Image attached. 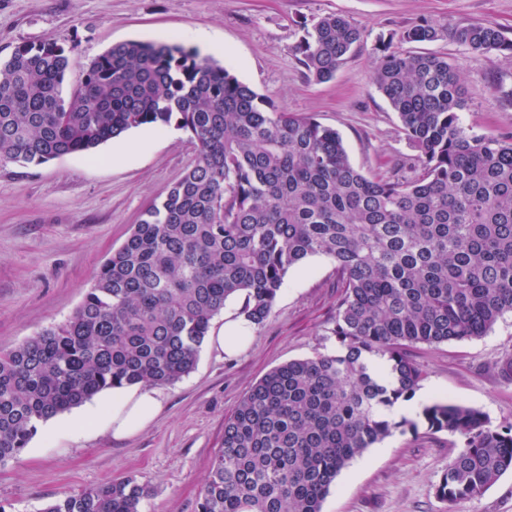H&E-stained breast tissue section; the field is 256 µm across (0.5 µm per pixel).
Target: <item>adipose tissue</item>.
<instances>
[{"mask_svg": "<svg viewBox=\"0 0 512 512\" xmlns=\"http://www.w3.org/2000/svg\"><path fill=\"white\" fill-rule=\"evenodd\" d=\"M160 408L157 392L145 385L118 388L112 392V407L105 410L93 408L70 425L72 432L84 434L103 428L114 438L131 436L144 429Z\"/></svg>", "mask_w": 512, "mask_h": 512, "instance_id": "obj_1", "label": "adipose tissue"}]
</instances>
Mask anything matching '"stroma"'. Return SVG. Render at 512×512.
<instances>
[{
	"label": "stroma",
	"instance_id": "obj_1",
	"mask_svg": "<svg viewBox=\"0 0 512 512\" xmlns=\"http://www.w3.org/2000/svg\"><path fill=\"white\" fill-rule=\"evenodd\" d=\"M335 13L364 29L365 38L331 80L318 83L306 78L295 47L304 26ZM422 18L494 22L512 35V0H0V61L20 43L55 39L73 58L63 83L68 95L113 44L174 41L191 49L203 29L224 44L218 63L278 108L336 129L363 173L411 179L420 172L419 152L372 80L380 39L393 37L406 54L446 57L465 84L463 122L479 134L512 136V60L469 53L445 37L401 41L402 31ZM196 156L184 131L145 126L89 155L0 168V349L67 320L143 210ZM340 295L330 260L312 257L290 270L250 347L221 355L202 346L189 375L159 386L162 409L134 436L117 440L96 431L73 438L68 425L82 414L79 406L39 423L20 458L0 466V506L41 512L65 493L134 475L153 489L143 512H198L225 418L275 367L335 351ZM409 354L423 372L420 391L433 388L443 400L480 408L492 426L512 423V380L496 367L512 357V312L484 336L419 344ZM461 445L460 436L423 425L394 433L342 470L322 512H512V472L455 506L437 497Z\"/></svg>",
	"mask_w": 512,
	"mask_h": 512
}]
</instances>
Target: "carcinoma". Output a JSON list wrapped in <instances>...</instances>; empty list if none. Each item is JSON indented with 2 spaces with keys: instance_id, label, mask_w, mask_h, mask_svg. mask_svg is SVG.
Returning a JSON list of instances; mask_svg holds the SVG:
<instances>
[{
  "instance_id": "obj_1",
  "label": "carcinoma",
  "mask_w": 512,
  "mask_h": 512,
  "mask_svg": "<svg viewBox=\"0 0 512 512\" xmlns=\"http://www.w3.org/2000/svg\"><path fill=\"white\" fill-rule=\"evenodd\" d=\"M444 35L512 59V38L493 22L420 19L401 39ZM362 39L331 14L295 52L306 77L323 82ZM380 52L374 84L420 152L411 180L365 175L336 130L277 108L176 42L111 46L67 100L70 50L58 41L21 43L0 62V167L90 154L142 126H173L198 145L75 312L0 353V465L20 457L39 423L103 391L179 381L228 301L241 299L237 315L263 324L288 271L314 256L335 263L344 288L336 350L291 360L250 389L224 422L199 512H322L345 467L416 429L390 417L422 381L408 348L481 337L512 312V138L463 124L466 91L447 59L389 42ZM370 358L383 362L379 373ZM421 415L462 438L439 499L479 497L512 471V424L493 427L482 410L450 401ZM150 494L126 476L43 512H141Z\"/></svg>"
}]
</instances>
